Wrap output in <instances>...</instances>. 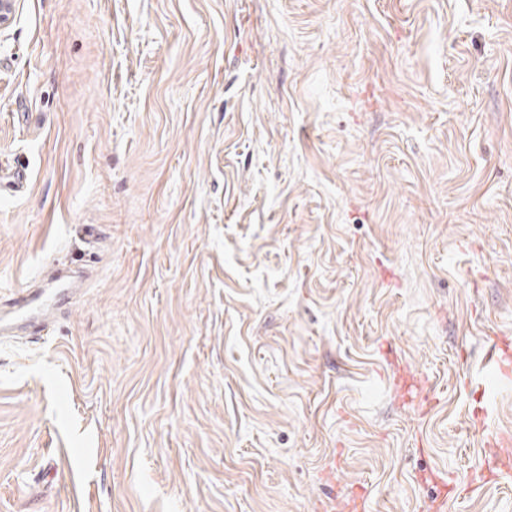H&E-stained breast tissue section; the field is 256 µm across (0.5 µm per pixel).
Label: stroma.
<instances>
[{"label":"stroma","mask_w":512,"mask_h":512,"mask_svg":"<svg viewBox=\"0 0 512 512\" xmlns=\"http://www.w3.org/2000/svg\"><path fill=\"white\" fill-rule=\"evenodd\" d=\"M0 163V512H512V0H21ZM69 288H59L52 298H46L42 293H30L29 291L20 296L16 303V311L19 318L26 326V331L32 336H41L47 329L48 323L36 321L37 314L43 305L47 302L58 303L68 299ZM487 355L492 363L491 372L494 377L499 379L501 375L504 378H510L512 361L508 339L501 338L499 342L495 341L494 346L488 350Z\"/></svg>","instance_id":"stroma-1"}]
</instances>
